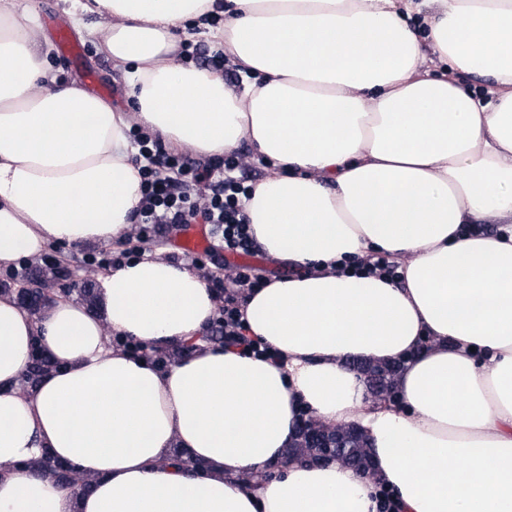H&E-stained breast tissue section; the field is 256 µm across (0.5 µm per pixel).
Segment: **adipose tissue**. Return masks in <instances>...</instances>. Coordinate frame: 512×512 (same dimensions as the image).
<instances>
[{
    "mask_svg": "<svg viewBox=\"0 0 512 512\" xmlns=\"http://www.w3.org/2000/svg\"><path fill=\"white\" fill-rule=\"evenodd\" d=\"M69 2L131 104L62 80L34 9L0 0V266L124 234L137 127L205 157L248 143L246 214L293 272L244 304L275 361L204 342L215 294L160 256L99 274L93 310L0 294V512H378L382 488L399 512H512V0ZM209 15L240 85L175 62ZM374 254L401 279L336 270ZM35 336L60 368L25 392ZM113 336L197 347L160 370ZM360 359L404 360L397 401H368ZM302 408L362 432L373 476L283 464ZM45 449L90 490L19 470Z\"/></svg>",
    "mask_w": 512,
    "mask_h": 512,
    "instance_id": "adipose-tissue-1",
    "label": "adipose tissue"
}]
</instances>
